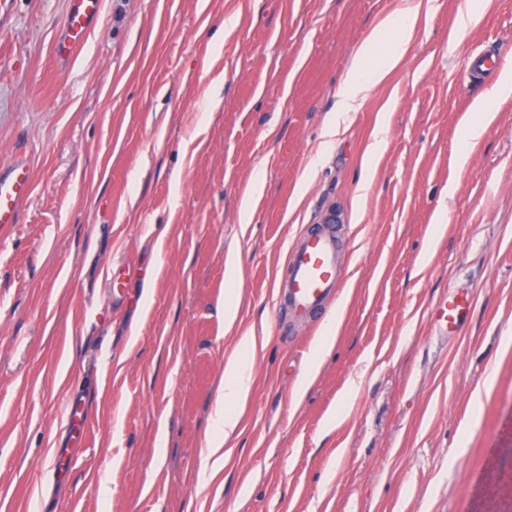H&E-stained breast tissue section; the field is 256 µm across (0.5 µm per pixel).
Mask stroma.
<instances>
[{
    "label": "stroma",
    "mask_w": 512,
    "mask_h": 512,
    "mask_svg": "<svg viewBox=\"0 0 512 512\" xmlns=\"http://www.w3.org/2000/svg\"><path fill=\"white\" fill-rule=\"evenodd\" d=\"M66 8L0 10V167L33 181L0 240V512H512V96L477 113L491 84L466 75L482 48L512 73V0H102L59 66ZM408 8L398 62L337 117L358 49ZM331 212L349 276L313 372L325 325L278 333L273 282ZM452 287L472 314L445 336ZM471 300L468 293L448 292L432 309V319L442 333L454 336L462 333L469 321ZM250 389V380L246 369L238 358H231L224 368V402L244 399ZM70 410L66 419V430L71 440L84 439L87 429V411L85 400L78 392L73 395L70 403Z\"/></svg>",
    "instance_id": "obj_1"
}]
</instances>
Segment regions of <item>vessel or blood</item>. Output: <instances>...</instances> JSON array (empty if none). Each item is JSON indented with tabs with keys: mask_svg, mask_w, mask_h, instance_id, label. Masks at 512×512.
Segmentation results:
<instances>
[{
	"mask_svg": "<svg viewBox=\"0 0 512 512\" xmlns=\"http://www.w3.org/2000/svg\"><path fill=\"white\" fill-rule=\"evenodd\" d=\"M101 11L102 0H68L65 25L54 47L57 63H67L83 48ZM31 193V169L26 161L0 167L1 234L18 224L21 206ZM342 221V216L329 215L322 223L304 225L291 241L275 283L276 312L290 325L317 322L335 304L348 277ZM470 308L469 295L453 290L434 306L432 318L442 333L454 336L466 328ZM69 406L67 433L73 439L84 438L88 418L83 396L74 395Z\"/></svg>",
	"mask_w": 512,
	"mask_h": 512,
	"instance_id": "1",
	"label": "vessel or blood"
}]
</instances>
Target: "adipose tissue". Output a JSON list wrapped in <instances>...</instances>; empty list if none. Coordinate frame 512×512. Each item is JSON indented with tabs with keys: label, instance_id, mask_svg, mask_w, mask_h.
Listing matches in <instances>:
<instances>
[{
	"label": "adipose tissue",
	"instance_id": "adipose-tissue-1",
	"mask_svg": "<svg viewBox=\"0 0 512 512\" xmlns=\"http://www.w3.org/2000/svg\"><path fill=\"white\" fill-rule=\"evenodd\" d=\"M411 12H403L383 22L377 33L359 50L345 80L339 112L360 107L372 84L380 81L396 63L401 45L413 28Z\"/></svg>",
	"mask_w": 512,
	"mask_h": 512
}]
</instances>
